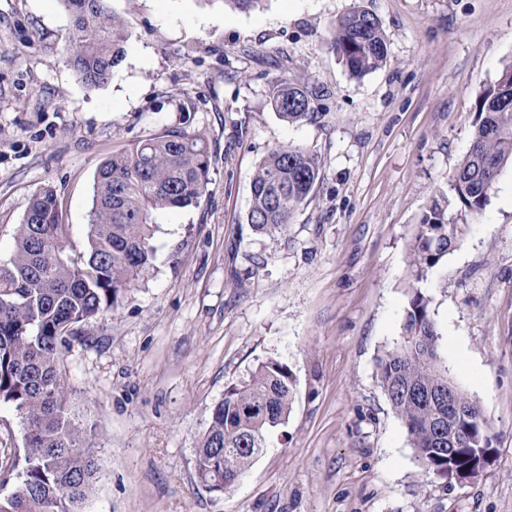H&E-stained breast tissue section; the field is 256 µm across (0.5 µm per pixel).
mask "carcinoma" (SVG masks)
Wrapping results in <instances>:
<instances>
[{"mask_svg":"<svg viewBox=\"0 0 512 512\" xmlns=\"http://www.w3.org/2000/svg\"><path fill=\"white\" fill-rule=\"evenodd\" d=\"M108 0H60L69 16L67 62L88 89L111 79L125 57L122 20ZM332 48L354 76L380 68L387 45L379 19L355 7L334 24ZM281 120L311 117L316 97L278 80L270 98ZM469 151L449 184L455 205L473 215L487 206L500 171L512 163V65L474 103ZM210 145L186 129L138 141L102 161L94 177L91 222L81 252L69 244L56 192L37 191L0 265V402L23 424L21 483L0 498V512H81L97 473L93 433L80 427L60 369L80 327L117 308L154 259L153 215L196 205L210 183ZM321 175L318 157L299 145H280L258 164L247 221L258 235L288 234L290 220ZM462 225L448 220L447 201L432 198L409 244L411 293L401 335L377 360V375L410 447L427 477L448 481L476 459L474 444L448 455V402L453 382L439 352L430 300L422 292L431 272L455 250ZM294 378L288 363L270 358L248 379L227 388L200 440L195 467L203 486L228 490L288 421Z\"/></svg>","mask_w":512,"mask_h":512,"instance_id":"1","label":"carcinoma"}]
</instances>
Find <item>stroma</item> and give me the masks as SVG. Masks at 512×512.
Wrapping results in <instances>:
<instances>
[{
    "label": "stroma",
    "instance_id": "obj_1",
    "mask_svg": "<svg viewBox=\"0 0 512 512\" xmlns=\"http://www.w3.org/2000/svg\"><path fill=\"white\" fill-rule=\"evenodd\" d=\"M128 34L109 82L90 91L63 51L59 0H0V264L31 196L56 189L70 240L89 230L97 166L140 140L187 129L215 150L198 205L155 213V258L120 306L86 323L61 368L98 471L83 512H512V164L424 288L450 379L496 436L474 480L425 477L377 378L400 336L415 224L467 153L477 96L512 64V0H109ZM377 16L388 59L353 77L333 23ZM285 78L319 91L282 121ZM317 155L321 177L287 236L247 222L251 180L274 147ZM286 361L288 422L222 495L195 450L227 387ZM22 426L0 403V498ZM317 98L307 87L281 79L274 83L270 102L281 120L296 123L311 117Z\"/></svg>",
    "mask_w": 512,
    "mask_h": 512
}]
</instances>
